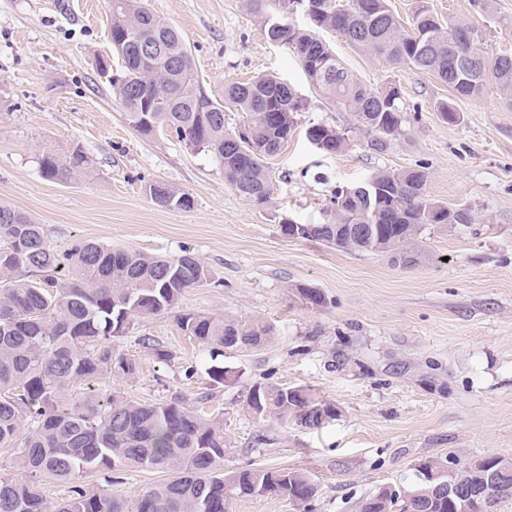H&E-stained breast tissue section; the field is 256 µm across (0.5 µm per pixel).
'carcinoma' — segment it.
I'll list each match as a JSON object with an SVG mask.
<instances>
[{"label": "carcinoma", "mask_w": 512, "mask_h": 512, "mask_svg": "<svg viewBox=\"0 0 512 512\" xmlns=\"http://www.w3.org/2000/svg\"><path fill=\"white\" fill-rule=\"evenodd\" d=\"M109 34L119 69L112 88L128 124L146 134L143 116L186 146L212 155L224 181L240 197L269 201L268 160L288 143L302 101L295 89L272 74L229 82L218 94L198 85L185 38L147 9L144 0H111ZM292 0H243V7L272 43L290 44L310 86L337 110L352 113L378 153L408 122L400 89L362 83L336 55L325 35H338L356 49L391 66L424 71L448 86L457 100L476 101L493 86L512 107V53L481 50L475 28L459 22L443 26L425 6L414 11L406 30L389 0H317L320 12L307 27L276 26ZM246 113L229 130L208 120L210 111ZM311 137L326 140L337 154L349 146L346 133L318 124ZM42 175L61 183L89 171L79 149L65 158L41 157ZM426 175L417 169H376L353 187H336L322 224H297L283 233L340 250L380 254L398 266L419 262L423 226L443 220L470 224L472 217L425 194ZM168 194L167 208H188L191 199L165 184L149 186L153 201ZM363 224L361 238L336 227ZM206 268L188 249L175 257L149 255L89 240L58 251L44 225L29 214L0 204V450L10 451L14 474L0 476V512H229L234 498L265 496L309 503L318 494L311 474L299 468L225 469L230 445L224 413H206L175 396L142 403L109 393L112 379H131L135 360L115 353L112 342L136 320L180 308L183 294L199 286ZM179 329L210 353L260 348L274 326L250 317L201 313L176 315ZM210 380L237 378L231 366L206 369ZM326 406L306 386L259 383L249 388L245 409L262 421L273 415L309 429L320 426ZM132 469L156 470L167 478L132 501L81 482L106 473L119 483ZM495 482L512 489V459L497 457ZM66 488L52 503L43 486ZM356 512H475L473 504L440 496L425 478L409 488L381 486L357 503Z\"/></svg>", "instance_id": "carcinoma-1"}]
</instances>
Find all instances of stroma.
<instances>
[{
  "label": "stroma",
  "instance_id": "35a3bbf8",
  "mask_svg": "<svg viewBox=\"0 0 512 512\" xmlns=\"http://www.w3.org/2000/svg\"><path fill=\"white\" fill-rule=\"evenodd\" d=\"M442 23L478 26L482 45L512 52V0L482 13L472 0H423ZM185 37L201 86L262 72L293 85L306 106L291 139L268 166L271 194L254 205L225 183L211 155L167 132L143 135L124 112L99 65L112 53L108 0H0V203L44 224L65 249L86 239L175 256L190 249L211 274L180 308L261 318L274 336L262 348L228 351L239 378L211 385L207 351L178 329L174 314L137 320L117 352L136 359L135 378L111 389L144 402L179 394L224 414L232 446L228 468H301L319 486L311 512H355L376 487L410 485L430 458L473 463L512 458V109L496 90L457 103L458 122L433 110L447 85L412 67L332 38L337 55L367 85L396 84L412 119L374 153L350 113L336 111L308 84L291 47L268 42L241 0H146ZM326 124L347 132L349 147L326 154L306 138ZM81 150L88 175L59 183L42 176L43 153ZM424 167L425 191L475 221L426 226L418 265L291 238L287 218L320 224L336 186L358 184L379 168ZM165 183L191 208L157 206L148 189ZM324 302L306 303L301 287ZM174 355L157 363L142 337ZM194 368L186 377V368ZM310 387L336 415L309 430L245 410L256 383Z\"/></svg>",
  "mask_w": 512,
  "mask_h": 512
}]
</instances>
